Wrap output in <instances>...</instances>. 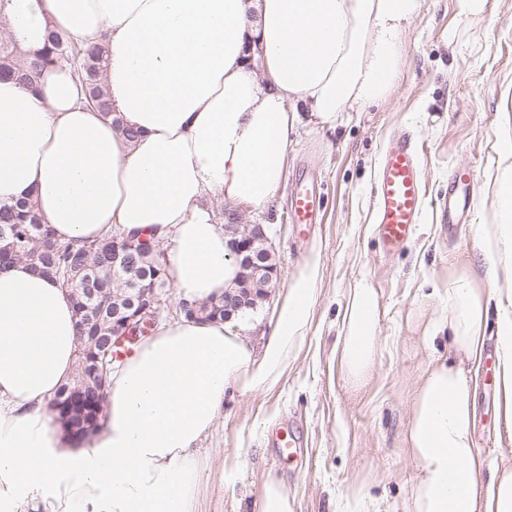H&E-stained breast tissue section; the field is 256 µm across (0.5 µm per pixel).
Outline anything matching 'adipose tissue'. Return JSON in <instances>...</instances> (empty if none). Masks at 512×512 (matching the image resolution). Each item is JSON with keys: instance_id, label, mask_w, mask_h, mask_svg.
I'll list each match as a JSON object with an SVG mask.
<instances>
[{"instance_id": "ef3b65f1", "label": "adipose tissue", "mask_w": 512, "mask_h": 512, "mask_svg": "<svg viewBox=\"0 0 512 512\" xmlns=\"http://www.w3.org/2000/svg\"><path fill=\"white\" fill-rule=\"evenodd\" d=\"M418 9L419 0H0V30L19 52L41 48L50 32L102 46L112 103L108 115L89 106L66 66L31 87L0 79V206L32 198L66 241L152 236L169 248L165 273L180 300L218 299L239 267L211 198L244 211L274 202L301 114L332 128L346 108L384 98ZM254 56L264 80L250 68ZM498 197L502 222L481 227L490 261L512 252V168ZM321 279L314 252L259 354L242 335L246 312L162 323L112 369L100 428L77 438L50 409L74 368L72 299L28 264L0 270V512H201L207 475L230 485L240 466L212 469L197 440L227 390L265 392L287 375ZM446 294L461 360L430 361L415 392L412 512H512V460L485 473L473 437L475 369L491 322L512 419V295L464 278ZM377 314L375 289L360 282L340 343L350 384L375 366Z\"/></svg>"}]
</instances>
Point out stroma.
I'll use <instances>...</instances> for the list:
<instances>
[{
    "label": "stroma",
    "mask_w": 512,
    "mask_h": 512,
    "mask_svg": "<svg viewBox=\"0 0 512 512\" xmlns=\"http://www.w3.org/2000/svg\"><path fill=\"white\" fill-rule=\"evenodd\" d=\"M420 0L403 32V64L392 92L363 111L344 113L336 128L302 122L292 135L284 191L266 208L243 211V224L271 227L276 280L245 334L262 349L271 314L311 249L323 278L311 330L287 378L270 393L227 392L211 433L199 446L213 460L237 459L235 486L211 483L203 512H257L267 476L278 478L293 512H406L415 465L406 448L415 389L429 360L451 356L447 335L425 345L429 323L443 315L435 289L470 278L474 287L512 292V255L486 278L479 227L500 220L495 188L507 168L497 139L512 131V0ZM413 134L420 156L424 209L407 243L386 251L375 222L374 185L392 135ZM477 173L471 223L449 231L439 200L455 169ZM320 183V221L308 231L288 220L302 174ZM377 292L378 357L367 383L347 384L338 342L349 294L359 281ZM477 376L474 443L489 464L512 459L508 427L488 377ZM295 452L281 451L284 436Z\"/></svg>",
    "instance_id": "obj_1"
}]
</instances>
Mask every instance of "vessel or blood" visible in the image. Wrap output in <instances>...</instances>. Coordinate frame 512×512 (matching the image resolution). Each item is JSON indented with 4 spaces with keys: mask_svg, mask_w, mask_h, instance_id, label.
<instances>
[{
    "mask_svg": "<svg viewBox=\"0 0 512 512\" xmlns=\"http://www.w3.org/2000/svg\"><path fill=\"white\" fill-rule=\"evenodd\" d=\"M477 174L474 168L457 169L448 191L443 212L449 224L469 223L476 205ZM377 197L376 222L387 248L404 244L419 221L424 205L420 164L412 137L404 132L394 134L380 166L374 188ZM317 181L302 175L300 187L291 200L295 223L306 225L317 221Z\"/></svg>",
    "mask_w": 512,
    "mask_h": 512,
    "instance_id": "vessel-or-blood-1",
    "label": "vessel or blood"
}]
</instances>
